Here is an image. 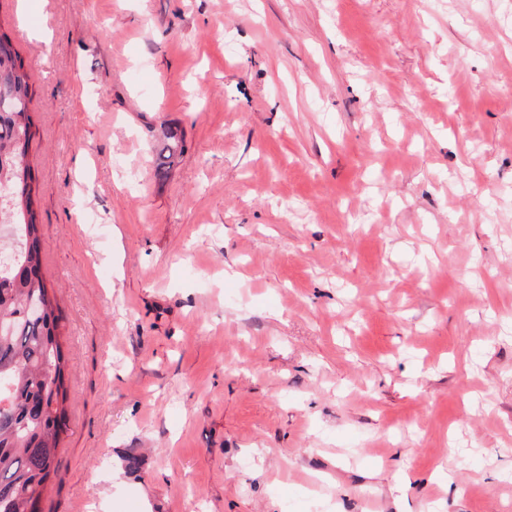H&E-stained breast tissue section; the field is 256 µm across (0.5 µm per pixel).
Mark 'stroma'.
<instances>
[{"label":"stroma","instance_id":"1","mask_svg":"<svg viewBox=\"0 0 512 512\" xmlns=\"http://www.w3.org/2000/svg\"><path fill=\"white\" fill-rule=\"evenodd\" d=\"M30 2L41 512H512V0ZM154 167L158 177H165L184 154L183 135L177 127L164 126L162 138L155 150Z\"/></svg>","mask_w":512,"mask_h":512}]
</instances>
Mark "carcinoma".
I'll use <instances>...</instances> for the list:
<instances>
[{
    "label": "carcinoma",
    "instance_id": "cac0c4a2",
    "mask_svg": "<svg viewBox=\"0 0 512 512\" xmlns=\"http://www.w3.org/2000/svg\"><path fill=\"white\" fill-rule=\"evenodd\" d=\"M0 92V222L11 225L19 244L0 263V512H39L58 467L67 389L55 299L44 278H31L42 272V234L30 159V75L2 32ZM183 154L182 132L164 127L156 176H167Z\"/></svg>",
    "mask_w": 512,
    "mask_h": 512
}]
</instances>
